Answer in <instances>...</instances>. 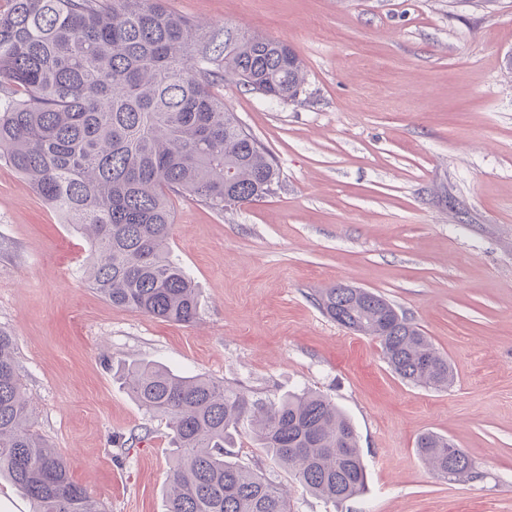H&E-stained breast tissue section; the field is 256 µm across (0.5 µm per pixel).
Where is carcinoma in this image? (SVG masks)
I'll list each match as a JSON object with an SVG mask.
<instances>
[{
  "label": "carcinoma",
  "instance_id": "cac0c4a2",
  "mask_svg": "<svg viewBox=\"0 0 512 512\" xmlns=\"http://www.w3.org/2000/svg\"><path fill=\"white\" fill-rule=\"evenodd\" d=\"M208 33L166 0H5L0 6V160L90 241L88 283L116 307L192 323L198 288L171 257L170 195L222 212L274 191L279 169L214 87L224 74L250 91L296 98L303 64L287 42ZM223 57L224 69L215 67ZM319 306L380 342L408 383L442 388L448 359L377 294L337 285ZM120 379L147 411L169 418L167 512H291L288 487L231 460L245 432L303 490L338 507L365 488L350 420L314 393L258 397L151 364ZM15 340L0 331V475L32 512H102L66 459L31 429ZM418 455L440 476L473 477L464 450L424 433Z\"/></svg>",
  "mask_w": 512,
  "mask_h": 512
}]
</instances>
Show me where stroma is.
Here are the masks:
<instances>
[{"mask_svg":"<svg viewBox=\"0 0 512 512\" xmlns=\"http://www.w3.org/2000/svg\"><path fill=\"white\" fill-rule=\"evenodd\" d=\"M214 29L280 38L305 65L296 99L225 76L216 88L274 156L273 194L224 213L172 197V255L199 290L191 324L112 306L90 244L0 160V331L33 430L105 512H166L171 430L122 386L150 361L260 396L313 391L349 416L364 491L336 509L300 487L294 512H512V0H168ZM382 295L455 377L391 371L376 339L318 306L337 283ZM470 456L438 477L424 433Z\"/></svg>","mask_w":512,"mask_h":512,"instance_id":"35a3bbf8","label":"stroma"}]
</instances>
